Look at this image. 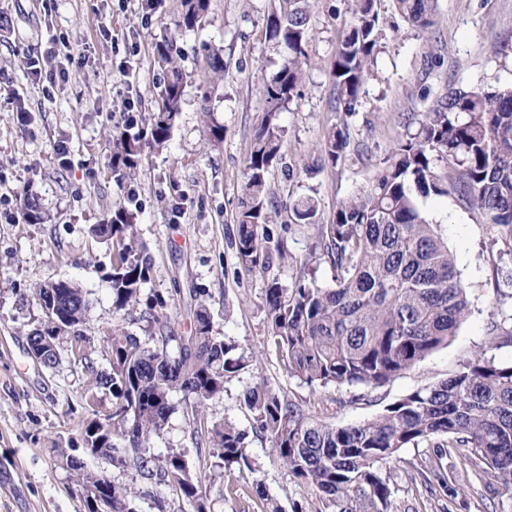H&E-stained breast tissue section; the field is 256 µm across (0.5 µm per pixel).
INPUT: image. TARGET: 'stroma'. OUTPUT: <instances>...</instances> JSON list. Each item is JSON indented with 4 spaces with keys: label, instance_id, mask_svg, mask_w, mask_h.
<instances>
[{
    "label": "stroma",
    "instance_id": "1",
    "mask_svg": "<svg viewBox=\"0 0 512 512\" xmlns=\"http://www.w3.org/2000/svg\"><path fill=\"white\" fill-rule=\"evenodd\" d=\"M146 0H0V512H88L86 496L60 459L80 457L91 471L140 493L139 512H193L178 490L147 479L134 468L118 469L91 455L84 429L112 412V393L99 389L94 405L85 394L89 368L111 369V349L103 337L112 326L141 340L158 335L156 316L175 335L187 332L196 297L206 299L214 333L235 343L247 366L208 401L206 422L231 420L247 433L251 471L230 481L215 476L206 447L197 446L181 393L171 395L174 411L163 433L150 442L156 460L182 448L190 467L205 475L210 512H266L268 500L283 508L302 500L303 490L272 455L271 442L255 430L241 395L268 386L307 400L311 412L339 425L361 423L404 396L448 379L482 349L493 308L512 312V284L484 247L489 227L455 196H429L419 206L438 225L469 288L471 314L448 346L376 388H313L288 376L267 342L263 311L267 275L291 282L339 203L367 187L395 140L415 129L423 112L455 88L512 84V0H438L433 39L400 23L386 33L377 72L363 87L356 113L348 120L352 147L360 157L316 167L318 144L336 122L331 62L346 21L343 0H315L311 11L308 65L297 97L279 113L283 159L269 174L276 207L274 225L285 226L293 263L274 264L269 274L245 272L233 246L235 215L244 166L254 130L264 113L259 87L282 60L265 32L267 15L279 0H211L206 21L187 31L175 27L180 0H162L151 22L142 19ZM135 38L139 53L127 56ZM184 55V105L162 151L145 150L133 176L112 170V133L121 128L126 106L123 79L139 92L137 124L155 112L165 72L155 57L162 38ZM64 39L75 57L67 82L53 88V102L32 82L30 54ZM224 51V80L211 91L210 106L224 127V141L211 146L200 112V80L208 50ZM67 142V164L54 147ZM134 187V222L152 258L144 299L130 312L116 310L106 277L112 249L89 228L125 208V189ZM33 194L48 219L27 223L18 197ZM299 196L318 205L313 224L291 223L287 203ZM77 282L89 300L86 328L98 342L87 357L69 339L59 341V363L48 369L28 352L27 336L41 321L33 297L36 284ZM165 300L149 307L151 297ZM431 445L401 449L383 461L390 476V512H512V496L486 477L463 467L459 449L448 451L455 480L448 489L426 488L418 469L429 468Z\"/></svg>",
    "mask_w": 512,
    "mask_h": 512
}]
</instances>
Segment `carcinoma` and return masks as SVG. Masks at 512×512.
<instances>
[{
	"label": "carcinoma",
	"mask_w": 512,
	"mask_h": 512,
	"mask_svg": "<svg viewBox=\"0 0 512 512\" xmlns=\"http://www.w3.org/2000/svg\"><path fill=\"white\" fill-rule=\"evenodd\" d=\"M393 14L427 38H433L438 0H391ZM312 0H281L266 18V35L279 50L280 70L262 83L266 112L255 129L245 161L242 197L236 215V258L247 272H263L273 261L290 258L283 236L271 223L267 180L282 159V130L277 115L292 102L307 66ZM381 0H347L348 23L331 64L332 110L355 114L364 84L373 76L386 29L395 27L380 12ZM210 0H181L175 27L192 30L205 19ZM167 78L150 126L131 124L112 135V167L118 176L135 173L145 149H162L181 112L182 56L173 42L156 44ZM224 55H209L203 82L224 78ZM210 94L200 112L208 140L224 142V126L214 121ZM346 121L323 134L321 162L333 167L349 156ZM455 195L491 224L492 256L512 258V85L495 89L458 88L437 99L418 128L396 140L369 186L343 200L332 219L320 225L317 244L288 284L274 277L264 290L268 337L288 374L313 387H376L399 376L448 344L470 314L468 288L456 269L448 244L429 223L418 198ZM21 209L30 224L47 215L29 193ZM291 220L317 221V203L299 197L288 203ZM91 233L112 244L108 274L112 302L122 311L137 303L149 280L151 258L144 254L133 214L119 210ZM329 264L332 285L322 286L314 264ZM34 295L42 321L28 342L50 350L46 367L58 363L57 344L68 336L91 345L86 334L88 300L68 280L39 284ZM489 347L512 345V314L494 311L486 323ZM112 372L94 374L95 385L112 391V414L93 419L85 441L94 455L112 466L134 464L149 472L154 464L150 441L164 430L171 414L170 395L180 392L190 408L193 433L209 448L214 467L225 476L253 470L247 433L234 422L201 420L207 401L224 392L227 378L245 366L237 346L213 332L206 301L197 302L187 336H162L141 343L119 327L105 336ZM177 343L171 350L170 343ZM256 428L268 436L271 452L310 495L292 512H389L390 477L379 463L402 448L430 443L438 449L423 482L437 479L448 488L447 449L461 448L463 462L499 483L512 495V362L482 352L455 375L413 392L363 423L337 425L310 413L305 401L270 387L242 394ZM67 469L87 500L103 498L100 512H138L136 492L108 486V478L64 455ZM160 477L178 488L195 512H207V484L185 455L171 450Z\"/></svg>",
	"instance_id": "obj_1"
}]
</instances>
